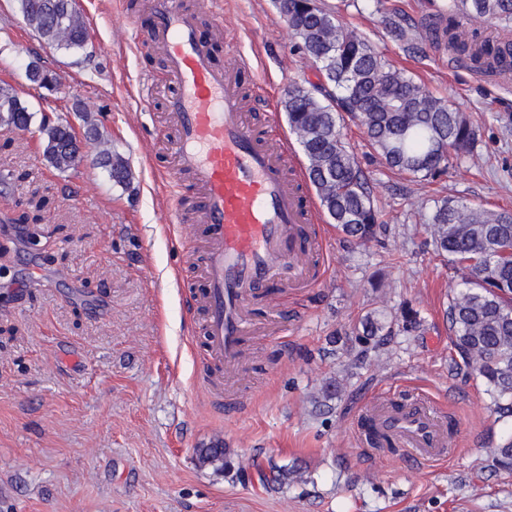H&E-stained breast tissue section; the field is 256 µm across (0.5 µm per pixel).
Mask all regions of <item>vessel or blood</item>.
I'll use <instances>...</instances> for the list:
<instances>
[{"label": "vessel or blood", "instance_id": "b4317fda", "mask_svg": "<svg viewBox=\"0 0 512 512\" xmlns=\"http://www.w3.org/2000/svg\"><path fill=\"white\" fill-rule=\"evenodd\" d=\"M154 44L172 90L166 110L174 135L165 146L171 186L190 180L197 203L191 216L202 242L201 286L193 296L204 320L205 352L215 383L226 394L224 413L236 411L243 381L245 340L274 318L257 319L251 306L271 284L293 287L317 274V222L303 180L290 173L288 137L253 127L240 91L246 62L220 68L200 36L193 13L176 0H151ZM461 422L425 393L384 395L367 402L352 434L372 454L396 449L422 465L453 457Z\"/></svg>", "mask_w": 512, "mask_h": 512}]
</instances>
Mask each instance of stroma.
Wrapping results in <instances>:
<instances>
[{
  "label": "stroma",
  "mask_w": 512,
  "mask_h": 512,
  "mask_svg": "<svg viewBox=\"0 0 512 512\" xmlns=\"http://www.w3.org/2000/svg\"><path fill=\"white\" fill-rule=\"evenodd\" d=\"M197 11L217 61L249 60L258 126L288 127L281 98L316 81L295 50L277 0H180ZM436 97L470 115L473 155L433 182L391 171L357 121L343 134L366 176L380 228L365 244L327 222L319 282L279 288L284 332L242 347L240 410L216 409L204 382L199 283L191 224L171 221L165 156L141 145L170 134L164 63L151 41L149 0H79L90 30L73 55L41 39L17 0H0V84L34 118L0 126V512H512V470L486 450L512 436L485 385L461 367L445 309L458 269L427 229L437 201L512 210V80L452 59L431 37L447 0H319ZM125 41L112 33L127 28ZM54 70L56 91L34 89L30 63ZM52 115L84 140L76 168H53L41 121ZM111 148L130 182L112 181L97 157ZM415 321H406L405 311ZM380 340L355 336L368 313ZM339 391L322 396L329 381ZM418 387L462 420L458 452L420 469L395 453L371 457L351 422L369 399ZM214 440L227 463L201 465ZM289 471L277 483V470Z\"/></svg>",
  "instance_id": "obj_1"
}]
</instances>
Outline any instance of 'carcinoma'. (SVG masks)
<instances>
[{"mask_svg":"<svg viewBox=\"0 0 512 512\" xmlns=\"http://www.w3.org/2000/svg\"><path fill=\"white\" fill-rule=\"evenodd\" d=\"M26 23L60 49L82 52L87 23L64 0H18ZM313 0H280V10L297 48L320 64L323 83L293 85L283 99L288 126L306 159V174L319 207L346 237L358 243L376 234L378 212L365 188L359 161L341 132L342 113L364 128L389 169L417 181L435 178L452 159L474 147L469 117L434 96L404 70L389 63L355 30ZM512 24V0H448L444 33L448 49L479 68L512 75V40L465 37L464 26ZM26 111L12 87L0 86V122L28 125ZM68 121L42 123L44 155L56 169L77 165ZM100 164L118 183L127 177L123 158L106 151ZM439 254L460 266L461 281L448 284L450 339L463 366L487 387L495 412L512 418V211L444 199L428 217ZM385 323L365 318L362 336L381 335ZM497 464L512 467V437L488 449ZM203 465L224 464V444L196 450Z\"/></svg>","mask_w":512,"mask_h":512,"instance_id":"cac0c4a2","label":"carcinoma"}]
</instances>
